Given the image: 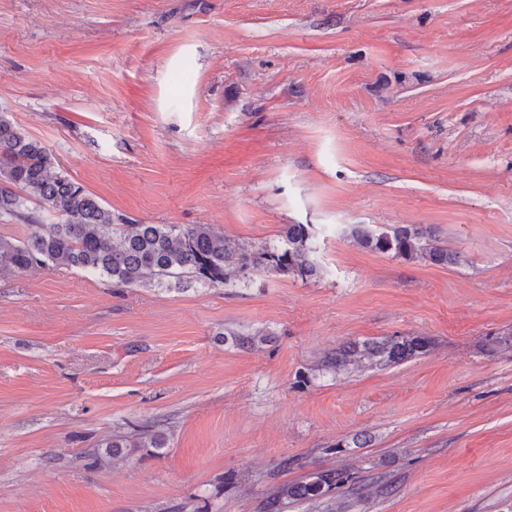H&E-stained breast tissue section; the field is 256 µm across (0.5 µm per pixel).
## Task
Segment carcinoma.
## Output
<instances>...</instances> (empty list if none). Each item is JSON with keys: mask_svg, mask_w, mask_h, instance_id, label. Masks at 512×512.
<instances>
[{"mask_svg": "<svg viewBox=\"0 0 512 512\" xmlns=\"http://www.w3.org/2000/svg\"><path fill=\"white\" fill-rule=\"evenodd\" d=\"M61 219L45 224L30 205ZM25 221L21 237L0 235V275L33 269H78L104 276L114 288L140 285L150 274L159 283H197L237 287L252 271H272L302 279L319 275L312 259L315 233L309 224H290L284 246H231L213 224H122L99 198L59 169L42 143L0 113V216ZM364 248L396 258L446 266L458 261L421 224L378 231L365 224L351 228ZM423 336H390L352 341L325 360L336 371L400 363L429 350ZM164 433L151 426L115 435L97 451L91 464L102 466L136 448H163ZM360 485L352 474L314 469L299 482L286 483L260 512H283L288 500L319 499L340 485Z\"/></svg>", "mask_w": 512, "mask_h": 512, "instance_id": "cac0c4a2", "label": "carcinoma"}]
</instances>
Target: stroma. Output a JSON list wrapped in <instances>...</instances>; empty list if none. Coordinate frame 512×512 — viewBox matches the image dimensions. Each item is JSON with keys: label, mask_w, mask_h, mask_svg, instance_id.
<instances>
[{"label": "stroma", "mask_w": 512, "mask_h": 512, "mask_svg": "<svg viewBox=\"0 0 512 512\" xmlns=\"http://www.w3.org/2000/svg\"><path fill=\"white\" fill-rule=\"evenodd\" d=\"M0 113L127 224L313 225L317 278L0 277V512H512V0H0ZM432 226L448 267L359 246ZM255 337L242 349L233 335ZM431 338L354 372L342 344ZM164 432L102 468L133 426ZM294 460L281 472L282 459ZM153 428L145 426L128 434L113 435L112 439L104 443V447L102 445L101 448H105L102 452L98 450L94 453L90 464L92 466L111 464L112 459L124 454L123 448L127 453H131L134 448H164L166 444L164 433ZM348 472L314 469L299 482L286 483L279 487L277 494L267 499L260 512H282L288 500L320 499L340 485L350 483L360 489V480Z\"/></svg>", "instance_id": "1"}]
</instances>
